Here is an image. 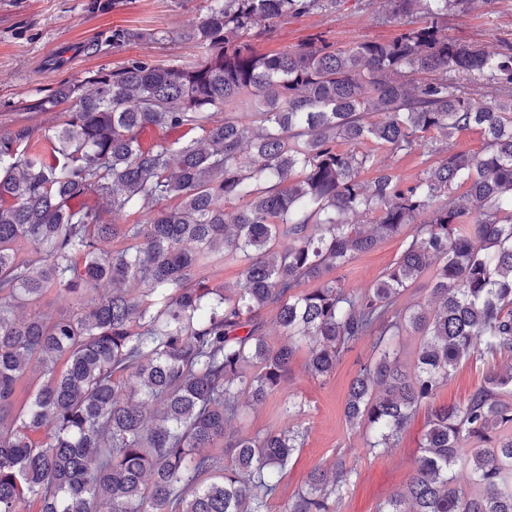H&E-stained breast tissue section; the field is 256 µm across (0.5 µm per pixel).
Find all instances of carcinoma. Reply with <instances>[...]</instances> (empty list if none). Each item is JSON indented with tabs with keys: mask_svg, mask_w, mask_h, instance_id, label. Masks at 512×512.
Wrapping results in <instances>:
<instances>
[{
	"mask_svg": "<svg viewBox=\"0 0 512 512\" xmlns=\"http://www.w3.org/2000/svg\"><path fill=\"white\" fill-rule=\"evenodd\" d=\"M340 2L211 0L184 36L200 61L88 71L25 105L58 110L51 131L0 129V512H268L302 432L228 423L303 344L327 377L362 342L347 423L396 448L425 413L413 474L378 512H512V366L436 404L469 356L512 358V43L448 38L441 22L468 0H385L401 24L389 41L256 49L273 23ZM167 38L118 26L112 48ZM150 127L177 137L146 147ZM471 129L479 150H454ZM367 141L423 147L427 166L407 180ZM135 209L144 222H118ZM357 211L373 219L347 223ZM394 237L375 287L329 277ZM226 260L242 267L232 287L203 275ZM428 270L430 301L399 305ZM52 288L72 309H39ZM218 441L223 461L203 452ZM354 473L314 469L280 512H335Z\"/></svg>",
	"mask_w": 512,
	"mask_h": 512,
	"instance_id": "obj_1",
	"label": "carcinoma"
}]
</instances>
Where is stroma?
Listing matches in <instances>:
<instances>
[{"instance_id":"35a3bbf8","label":"stroma","mask_w":512,"mask_h":512,"mask_svg":"<svg viewBox=\"0 0 512 512\" xmlns=\"http://www.w3.org/2000/svg\"><path fill=\"white\" fill-rule=\"evenodd\" d=\"M209 4L210 0H122L119 7L100 11L93 9L92 0H0V126L26 125L40 134L48 132L55 123L53 113L23 109L22 101L42 97L85 72L118 68L133 56L171 66L198 61L200 49L181 34ZM118 26L165 31L169 38L139 41L118 52L110 41ZM444 29L450 39L499 50L512 42V0H469L466 8L449 11ZM398 31L379 0H342L340 9L280 21L262 48L280 50L316 36L345 47L361 40L386 41ZM401 249V239L384 241L337 275L348 289L363 291L380 279ZM368 354V346L359 344L343 356L331 376L315 378L307 371L308 349H300L281 384L232 422L231 432L244 435L289 425L304 434L303 447L296 449L278 492L268 502L269 512H279L285 500L301 491L310 471L334 466L340 457L355 474L337 512H377L379 504L406 486L420 455L423 417H416L398 447L383 452L369 450L365 430L351 428L344 416L350 382ZM487 366V360L477 356L462 362L440 389L438 402L464 400ZM293 400L301 405L295 416L288 413Z\"/></svg>"}]
</instances>
